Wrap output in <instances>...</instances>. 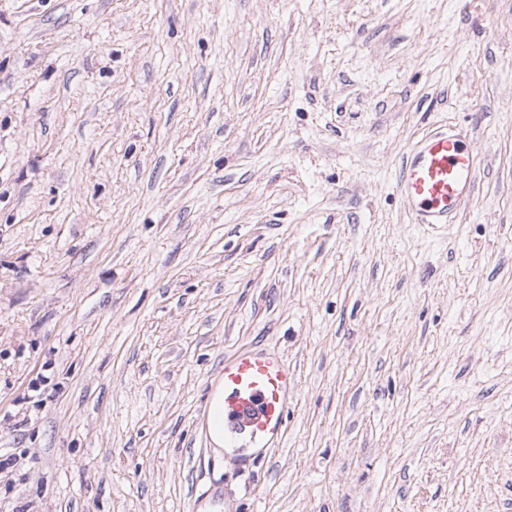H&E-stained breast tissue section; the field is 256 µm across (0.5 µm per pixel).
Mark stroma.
Wrapping results in <instances>:
<instances>
[{
	"instance_id": "1",
	"label": "stroma",
	"mask_w": 512,
	"mask_h": 512,
	"mask_svg": "<svg viewBox=\"0 0 512 512\" xmlns=\"http://www.w3.org/2000/svg\"><path fill=\"white\" fill-rule=\"evenodd\" d=\"M468 125L456 223L403 151ZM294 369L216 454L224 357ZM512 512V0H0V512ZM296 385L294 372L274 354L248 349L225 355L218 382L206 398V436L211 435L215 448L224 446L226 454L235 456L279 445ZM208 422L224 440L209 431Z\"/></svg>"
}]
</instances>
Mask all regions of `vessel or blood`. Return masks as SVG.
I'll use <instances>...</instances> for the list:
<instances>
[{
	"mask_svg": "<svg viewBox=\"0 0 512 512\" xmlns=\"http://www.w3.org/2000/svg\"><path fill=\"white\" fill-rule=\"evenodd\" d=\"M466 128L434 130L406 152L397 176L403 204L416 223H455L476 192L478 170ZM296 377L278 356L248 349L226 355L204 407L224 436L225 453L241 456L281 443Z\"/></svg>",
	"mask_w": 512,
	"mask_h": 512,
	"instance_id": "obj_1",
	"label": "vessel or blood"
}]
</instances>
